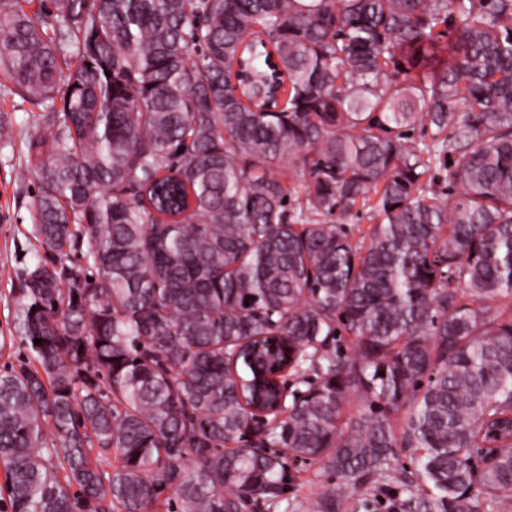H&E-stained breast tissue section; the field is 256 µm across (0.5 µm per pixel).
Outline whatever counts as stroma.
Here are the masks:
<instances>
[{"instance_id": "obj_1", "label": "stroma", "mask_w": 512, "mask_h": 512, "mask_svg": "<svg viewBox=\"0 0 512 512\" xmlns=\"http://www.w3.org/2000/svg\"><path fill=\"white\" fill-rule=\"evenodd\" d=\"M40 111L19 97L0 91V120L11 122L13 141L0 143V369L21 358L23 349L14 341V317L19 297L16 270L42 256L34 237L36 176L19 178L26 164L21 145L28 137L44 132ZM336 476L319 466H303L293 512H315L320 496L332 488Z\"/></svg>"}]
</instances>
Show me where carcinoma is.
<instances>
[{"label": "carcinoma", "instance_id": "carcinoma-1", "mask_svg": "<svg viewBox=\"0 0 512 512\" xmlns=\"http://www.w3.org/2000/svg\"><path fill=\"white\" fill-rule=\"evenodd\" d=\"M0 71L49 130L12 512H278L299 464L502 512L512 0H0Z\"/></svg>", "mask_w": 512, "mask_h": 512}]
</instances>
